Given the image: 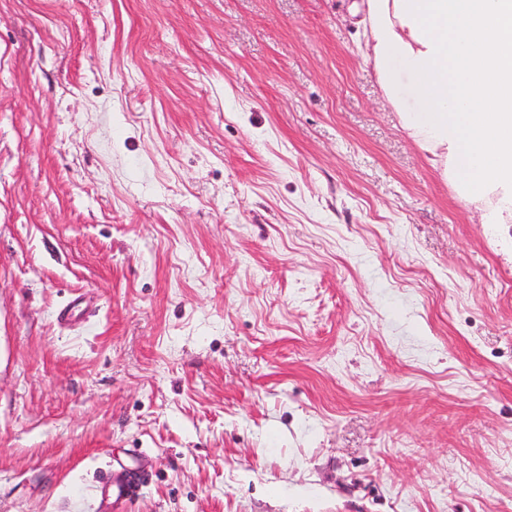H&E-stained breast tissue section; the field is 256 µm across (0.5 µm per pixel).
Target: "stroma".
Instances as JSON below:
<instances>
[{
    "instance_id": "obj_1",
    "label": "stroma",
    "mask_w": 512,
    "mask_h": 512,
    "mask_svg": "<svg viewBox=\"0 0 512 512\" xmlns=\"http://www.w3.org/2000/svg\"><path fill=\"white\" fill-rule=\"evenodd\" d=\"M352 2L0 0V512H512V223ZM136 487V481H130L126 484H113L111 481H105L97 492L100 493L102 500L108 502L112 509V505H118L129 500Z\"/></svg>"
}]
</instances>
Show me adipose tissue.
Masks as SVG:
<instances>
[{
    "instance_id": "adipose-tissue-1",
    "label": "adipose tissue",
    "mask_w": 512,
    "mask_h": 512,
    "mask_svg": "<svg viewBox=\"0 0 512 512\" xmlns=\"http://www.w3.org/2000/svg\"><path fill=\"white\" fill-rule=\"evenodd\" d=\"M389 106L441 176L512 222V0H362Z\"/></svg>"
}]
</instances>
